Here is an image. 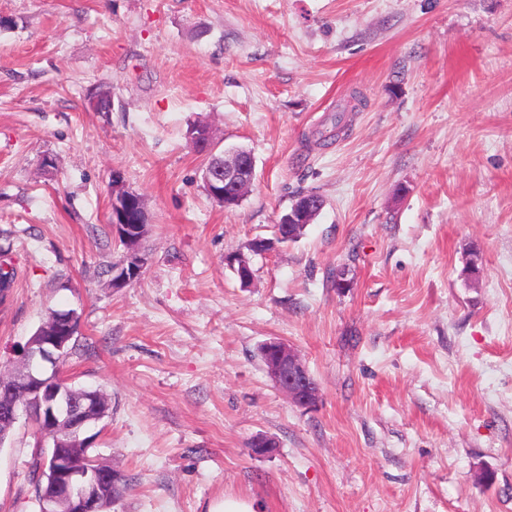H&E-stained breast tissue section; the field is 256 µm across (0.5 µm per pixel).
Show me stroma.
<instances>
[{"label": "stroma", "instance_id": "35a3bbf8", "mask_svg": "<svg viewBox=\"0 0 512 512\" xmlns=\"http://www.w3.org/2000/svg\"><path fill=\"white\" fill-rule=\"evenodd\" d=\"M197 122L253 154L239 206ZM116 173L147 213L119 289ZM307 193L304 235L250 253ZM0 248V368L79 316L64 375L110 398L93 448L131 479L107 512H512V0H0ZM36 443L23 418L0 448V512H36ZM265 362L275 387L293 403L309 408L319 401L320 386L292 346L281 341L267 342Z\"/></svg>", "mask_w": 512, "mask_h": 512}]
</instances>
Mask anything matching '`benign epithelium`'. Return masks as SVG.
Masks as SVG:
<instances>
[{"mask_svg": "<svg viewBox=\"0 0 512 512\" xmlns=\"http://www.w3.org/2000/svg\"><path fill=\"white\" fill-rule=\"evenodd\" d=\"M256 177L255 159L245 149L224 151V166L206 173L209 191L224 200V206L242 202ZM112 231L127 244L123 259L112 268V287L122 288L135 281L142 272L145 258L139 244L146 231V212L142 197L122 188L113 179ZM315 204L306 201L283 214L280 230L273 239H256L250 250L267 254L282 243L296 241L290 230L308 223ZM235 272L240 286L252 280L249 260L242 254L224 257ZM44 332L28 342L24 352L27 371L19 376L12 372L0 376V390L21 395L23 404L0 407V433L7 434L20 416L35 413V427L44 441L53 443L55 471L53 490L36 495L37 512H104L102 491L116 480L117 470L101 463L92 455L93 438L85 435L89 423L108 414V406L97 389H84L81 396L63 386V362L69 346L79 331L68 316L51 317L43 325ZM266 368L275 387L298 406L309 408L320 399L318 382L308 371L298 352L281 341L267 342Z\"/></svg>", "mask_w": 512, "mask_h": 512, "instance_id": "7a95c632", "label": "benign epithelium"}]
</instances>
